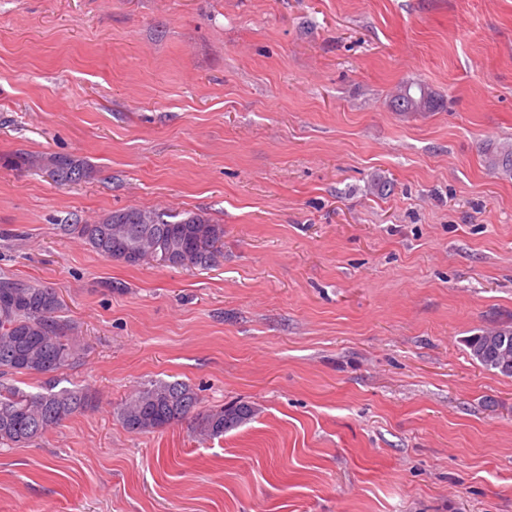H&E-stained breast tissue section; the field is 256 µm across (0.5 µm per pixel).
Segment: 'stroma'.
<instances>
[{
	"label": "stroma",
	"instance_id": "1",
	"mask_svg": "<svg viewBox=\"0 0 512 512\" xmlns=\"http://www.w3.org/2000/svg\"><path fill=\"white\" fill-rule=\"evenodd\" d=\"M407 82L441 108L393 111ZM504 142L512 0H0V275L57 291L59 384L96 397L0 446V512H512V377L466 346L512 327ZM129 206L223 247L132 266L68 230ZM151 381L255 414L129 432ZM485 164L492 171L512 173V144H488L484 152ZM53 158L48 164V170L58 182H70L83 177L87 173V167L83 162L67 157ZM254 408L245 403L231 404L207 413H196L199 433L201 436L218 438L224 432L250 420L254 415Z\"/></svg>",
	"mask_w": 512,
	"mask_h": 512
}]
</instances>
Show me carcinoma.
Here are the masks:
<instances>
[{
	"label": "carcinoma",
	"instance_id": "carcinoma-1",
	"mask_svg": "<svg viewBox=\"0 0 512 512\" xmlns=\"http://www.w3.org/2000/svg\"><path fill=\"white\" fill-rule=\"evenodd\" d=\"M397 112H433L436 94L423 83L401 84L392 96ZM485 164L492 171L512 173V144L487 145ZM58 182L87 173L84 163L56 157L48 164ZM71 231L109 261L136 251L143 263L207 267L223 244L224 227L198 214H176L138 207L114 211L93 224H73ZM58 293L45 286L0 277V446L24 447L51 429L93 406L95 396L82 388L56 389L55 374L72 365L82 348L73 325L62 319ZM489 336H511L512 328L483 331L467 339L472 359L487 369L512 377V365L501 368ZM40 375L44 391L30 392L15 384L17 375ZM198 394L183 382H156L137 390L122 404L120 417L132 433L153 432L193 415ZM254 408L245 403L210 410L196 417L199 433L218 438L246 422Z\"/></svg>",
	"mask_w": 512,
	"mask_h": 512
}]
</instances>
